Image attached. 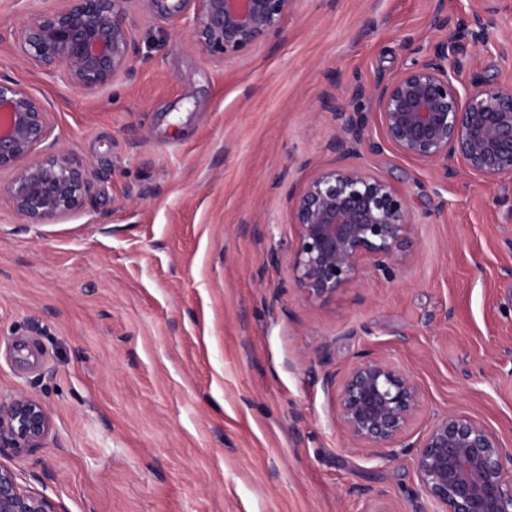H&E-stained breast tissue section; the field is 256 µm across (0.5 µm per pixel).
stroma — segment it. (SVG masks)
<instances>
[{
    "label": "stroma",
    "mask_w": 512,
    "mask_h": 512,
    "mask_svg": "<svg viewBox=\"0 0 512 512\" xmlns=\"http://www.w3.org/2000/svg\"><path fill=\"white\" fill-rule=\"evenodd\" d=\"M0 0V75L52 109L60 147L100 175L83 206L31 225L0 196V395L26 393L54 430L19 483L63 512H434L412 451L349 443L322 378L369 349L421 391L410 430L465 412L512 443V175L492 182L392 149L354 165L407 197L412 247L393 283L373 274L308 300L289 267L288 200L330 166L355 82L408 67L476 0H294L281 37L219 61L190 45L192 7L143 11L133 73L93 94L20 55L31 15ZM461 40L460 86L512 83V0ZM360 324L367 335H351Z\"/></svg>",
    "instance_id": "stroma-1"
}]
</instances>
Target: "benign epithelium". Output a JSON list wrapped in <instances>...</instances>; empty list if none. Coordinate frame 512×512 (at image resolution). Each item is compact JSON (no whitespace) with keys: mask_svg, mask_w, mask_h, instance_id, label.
Wrapping results in <instances>:
<instances>
[{"mask_svg":"<svg viewBox=\"0 0 512 512\" xmlns=\"http://www.w3.org/2000/svg\"><path fill=\"white\" fill-rule=\"evenodd\" d=\"M176 13L186 0H61L54 10L27 19L19 43L23 58L46 70L63 68L70 84L96 92L133 73L139 49L130 7ZM189 42L219 60L281 35L293 0H193ZM484 18L475 13L458 23L450 40L422 60L369 84H357L352 99L373 111L339 106L332 142L334 163L320 168L289 198L297 240L291 273L309 300L326 301L357 284L372 270L392 282L411 243L407 197L388 179L348 160L364 147L380 150L369 137L371 120L384 143L443 178L458 166L484 182L512 175V85L475 75L465 93L455 84L448 49L463 34L483 42ZM51 108L17 81L0 77V182L27 224H48L78 210L91 196L98 172L93 164L49 142ZM323 386L335 394L336 418L347 441L380 454L403 446L420 407V389L403 370L372 352L327 373ZM52 420L39 400L16 393L0 398V449L16 456L45 446ZM420 493L437 512H512V448L463 412L436 417L413 454ZM0 512H60L45 494L22 487L0 464Z\"/></svg>","mask_w":512,"mask_h":512,"instance_id":"7a95c632","label":"benign epithelium"}]
</instances>
